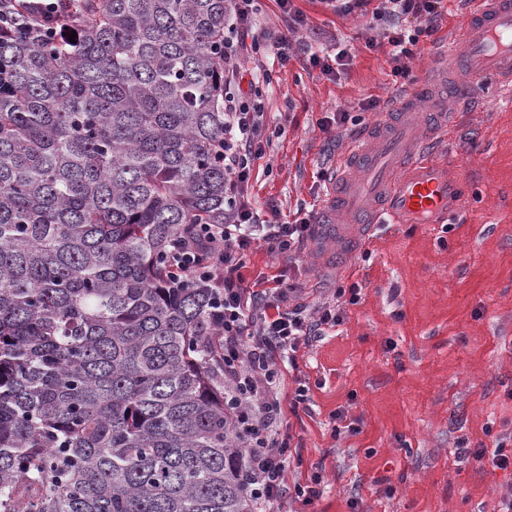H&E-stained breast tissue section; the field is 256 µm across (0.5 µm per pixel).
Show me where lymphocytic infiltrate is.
I'll return each mask as SVG.
<instances>
[{
    "mask_svg": "<svg viewBox=\"0 0 512 512\" xmlns=\"http://www.w3.org/2000/svg\"><path fill=\"white\" fill-rule=\"evenodd\" d=\"M224 27V221L194 224L175 239L167 255L173 284L194 281L210 288L212 359L224 373L225 400L247 430L245 488L258 512H280L283 500L311 508L321 495L320 475L289 484L291 467L302 459L292 436L281 429L282 401L277 376L281 365L295 364L300 348L312 346L325 327L340 320L331 305L286 308L298 294L293 284L256 291L244 288L245 257L263 242L276 257L293 260L317 232L313 214L287 223L277 208L256 222L248 184L266 152V114L260 85L241 65L259 58L265 45L253 38L255 0H228ZM335 14L365 17L369 47H389L391 73L398 89L415 81L407 61L420 39L438 30L443 0H319Z\"/></svg>",
    "mask_w": 512,
    "mask_h": 512,
    "instance_id": "lymphocytic-infiltrate-1",
    "label": "lymphocytic infiltrate"
}]
</instances>
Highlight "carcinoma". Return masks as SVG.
<instances>
[{
	"label": "carcinoma",
	"mask_w": 512,
	"mask_h": 512,
	"mask_svg": "<svg viewBox=\"0 0 512 512\" xmlns=\"http://www.w3.org/2000/svg\"><path fill=\"white\" fill-rule=\"evenodd\" d=\"M227 12L0 0V512H255L210 289L161 263L224 223Z\"/></svg>",
	"instance_id": "obj_1"
}]
</instances>
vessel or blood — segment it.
Listing matches in <instances>:
<instances>
[{
	"label": "vessel or blood",
	"instance_id": "1",
	"mask_svg": "<svg viewBox=\"0 0 512 512\" xmlns=\"http://www.w3.org/2000/svg\"><path fill=\"white\" fill-rule=\"evenodd\" d=\"M462 75L475 84L487 77L512 84V0H472L459 37L428 62L421 93L404 96L352 142L328 179L317 223L349 238L380 224L447 216L461 181L435 161L434 150L448 136V101Z\"/></svg>",
	"mask_w": 512,
	"mask_h": 512
}]
</instances>
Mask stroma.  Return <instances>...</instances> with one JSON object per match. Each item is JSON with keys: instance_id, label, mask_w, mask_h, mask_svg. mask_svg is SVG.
<instances>
[{"instance_id": "1", "label": "stroma", "mask_w": 512, "mask_h": 512, "mask_svg": "<svg viewBox=\"0 0 512 512\" xmlns=\"http://www.w3.org/2000/svg\"><path fill=\"white\" fill-rule=\"evenodd\" d=\"M468 0H444L437 33L410 58L422 74L429 58L459 33ZM302 33L314 51L347 46V75H322L306 58L281 65L266 56L262 84L268 146L250 181L257 214L269 205L283 220L320 209L324 173L342 158L319 129L336 112L362 115L366 132L377 113L369 99L396 97L386 49L365 46L362 21L296 0ZM471 106L449 102L448 139L437 155L459 176L465 197L441 224H380L344 255L316 236L298 269L265 246L247 256L248 282L269 288L277 275L302 287L303 303L339 304L342 320L300 350L297 369L283 370V392L308 389L310 411L284 412L301 442L303 465L289 482L321 470L316 512H498L512 496V468L479 467L477 444L512 448V90L482 81ZM358 284L356 303L336 290ZM345 411L354 431L335 432ZM393 487L379 493L380 484Z\"/></svg>"}]
</instances>
